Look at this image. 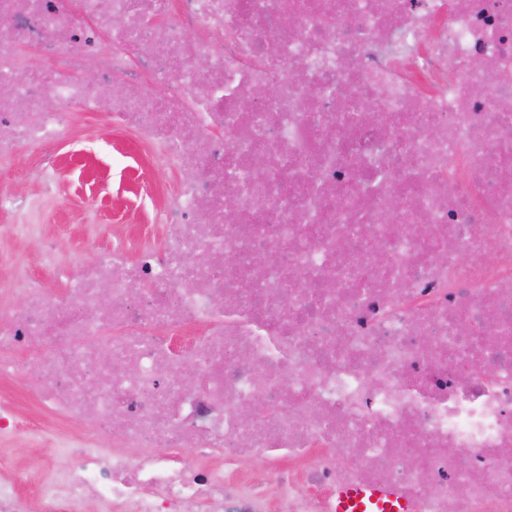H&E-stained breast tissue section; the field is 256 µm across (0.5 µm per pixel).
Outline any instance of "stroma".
Here are the masks:
<instances>
[{
    "label": "stroma",
    "instance_id": "stroma-1",
    "mask_svg": "<svg viewBox=\"0 0 512 512\" xmlns=\"http://www.w3.org/2000/svg\"><path fill=\"white\" fill-rule=\"evenodd\" d=\"M99 112L79 113L59 148L56 184L45 198L39 235L0 242L22 272L48 279L42 265L45 238L58 240L60 258L77 269L96 260L112 244L99 226L122 225L128 235H148L154 247L163 244L159 230L148 228L145 216L163 196L175 192L178 175L155 172L146 164L132 136L106 130Z\"/></svg>",
    "mask_w": 512,
    "mask_h": 512
}]
</instances>
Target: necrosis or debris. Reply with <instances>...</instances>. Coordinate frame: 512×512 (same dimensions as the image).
<instances>
[{
  "label": "necrosis or debris",
  "mask_w": 512,
  "mask_h": 512,
  "mask_svg": "<svg viewBox=\"0 0 512 512\" xmlns=\"http://www.w3.org/2000/svg\"><path fill=\"white\" fill-rule=\"evenodd\" d=\"M1 84L38 194L0 187V239L81 112L180 188L163 249L73 273L49 243L63 293L0 301V380L47 416L0 395V512H329L348 483L512 512V0H0Z\"/></svg>",
  "instance_id": "1"
}]
</instances>
